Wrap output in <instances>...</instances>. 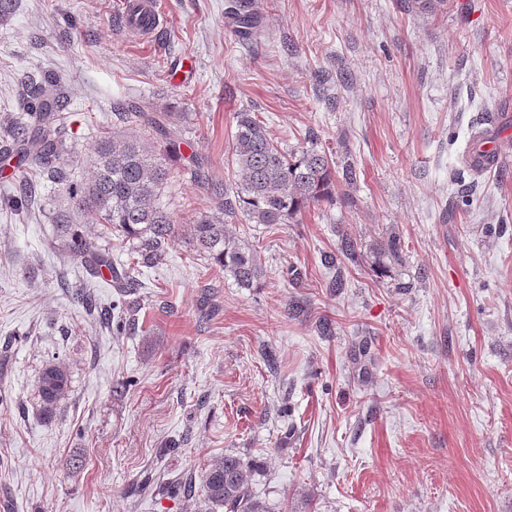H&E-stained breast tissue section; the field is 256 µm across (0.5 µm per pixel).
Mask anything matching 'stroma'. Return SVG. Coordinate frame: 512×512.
Returning <instances> with one entry per match:
<instances>
[{
	"label": "stroma",
	"mask_w": 512,
	"mask_h": 512,
	"mask_svg": "<svg viewBox=\"0 0 512 512\" xmlns=\"http://www.w3.org/2000/svg\"><path fill=\"white\" fill-rule=\"evenodd\" d=\"M164 2L139 44L117 0H19L0 116L48 73L82 153L127 104L171 113L211 183L170 160L180 224L231 182L238 112L286 149L315 134L357 181L299 223L232 225L263 287L183 235L140 267L131 310L54 248V184L17 212L0 181V512H203L163 487L227 454L270 512H512V0H254L248 39L227 0ZM486 139L499 161L473 170ZM345 234L357 259L336 290L324 257ZM51 362L70 388L47 419Z\"/></svg>",
	"instance_id": "obj_1"
}]
</instances>
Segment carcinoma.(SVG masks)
<instances>
[{
  "instance_id": "carcinoma-1",
  "label": "carcinoma",
  "mask_w": 512,
  "mask_h": 512,
  "mask_svg": "<svg viewBox=\"0 0 512 512\" xmlns=\"http://www.w3.org/2000/svg\"><path fill=\"white\" fill-rule=\"evenodd\" d=\"M66 105L62 80L47 74L30 87L24 111L6 118L8 147L4 157L16 156L26 172L39 174L62 191L56 209L57 239L72 257L96 269L105 267L120 292L132 287L134 268L117 266L112 255L87 238L80 218L100 225L101 235L115 234L135 246L146 263L162 259L180 237L164 189L171 176L166 157L180 152L181 141L166 112H145L130 104L119 113L121 127L102 136L86 158L68 146L69 134L59 115ZM86 161L90 178L75 181L71 168ZM233 180L224 186L217 212L203 214L189 225L197 252L230 274L242 288L264 285L265 270L257 255L226 228L235 221L247 224H291L307 208L333 199L336 160L316 145L285 150L270 136L253 112H238L231 150ZM354 260L356 242L345 236L337 257ZM68 390V371L60 362L43 369L38 397L42 413L50 417ZM251 470L237 456L226 454L202 470L198 483L177 479L168 483L171 494L199 495L210 512H268L250 493Z\"/></svg>"
}]
</instances>
